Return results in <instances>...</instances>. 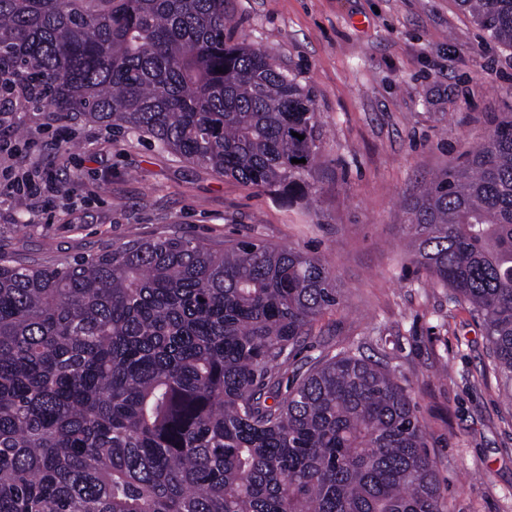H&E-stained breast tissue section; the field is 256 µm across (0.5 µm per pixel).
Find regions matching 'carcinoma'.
Segmentation results:
<instances>
[{
  "mask_svg": "<svg viewBox=\"0 0 512 512\" xmlns=\"http://www.w3.org/2000/svg\"><path fill=\"white\" fill-rule=\"evenodd\" d=\"M459 2L512 48V0ZM229 24L224 0H0V101L302 194L314 101L268 50L227 42ZM17 84L39 95L5 96ZM414 221L416 262L476 313L512 387V113ZM338 304L320 258L255 240L0 256V512H442L385 367L325 357L279 397L280 367Z\"/></svg>",
  "mask_w": 512,
  "mask_h": 512,
  "instance_id": "1",
  "label": "carcinoma"
}]
</instances>
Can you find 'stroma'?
I'll return each instance as SVG.
<instances>
[{
    "label": "stroma",
    "mask_w": 512,
    "mask_h": 512,
    "mask_svg": "<svg viewBox=\"0 0 512 512\" xmlns=\"http://www.w3.org/2000/svg\"><path fill=\"white\" fill-rule=\"evenodd\" d=\"M231 42L267 49L310 92L317 169L304 199L219 176L149 139L18 110L15 166L52 173L51 205L0 200V255L82 260L135 238L253 239L320 257L340 303L291 364L347 351L383 363L427 434L444 512H512V392L480 320L414 262L411 209L512 113V49L457 0H225Z\"/></svg>",
    "instance_id": "stroma-1"
}]
</instances>
